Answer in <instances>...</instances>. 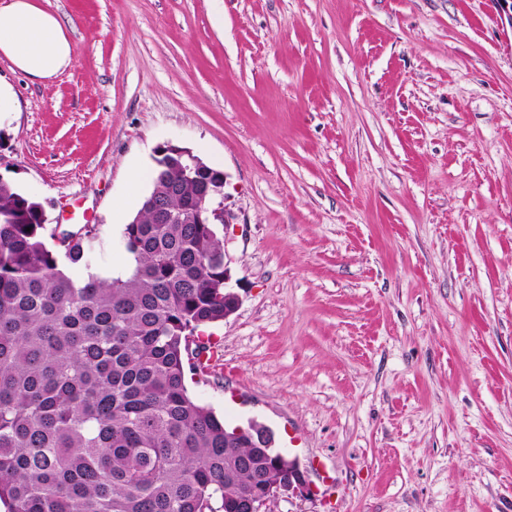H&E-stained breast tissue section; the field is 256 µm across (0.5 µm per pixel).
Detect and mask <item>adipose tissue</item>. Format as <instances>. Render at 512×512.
<instances>
[{
  "label": "adipose tissue",
  "mask_w": 512,
  "mask_h": 512,
  "mask_svg": "<svg viewBox=\"0 0 512 512\" xmlns=\"http://www.w3.org/2000/svg\"><path fill=\"white\" fill-rule=\"evenodd\" d=\"M0 56L35 79H49L70 66L72 46L60 21L33 0H9L0 8Z\"/></svg>",
  "instance_id": "obj_1"
}]
</instances>
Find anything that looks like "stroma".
<instances>
[{
    "label": "stroma",
    "mask_w": 512,
    "mask_h": 512,
    "mask_svg": "<svg viewBox=\"0 0 512 512\" xmlns=\"http://www.w3.org/2000/svg\"><path fill=\"white\" fill-rule=\"evenodd\" d=\"M35 3L73 60L0 58V179L107 269L157 147L224 171L241 305L186 384L299 458L271 512H512V0Z\"/></svg>",
    "instance_id": "35a3bbf8"
}]
</instances>
